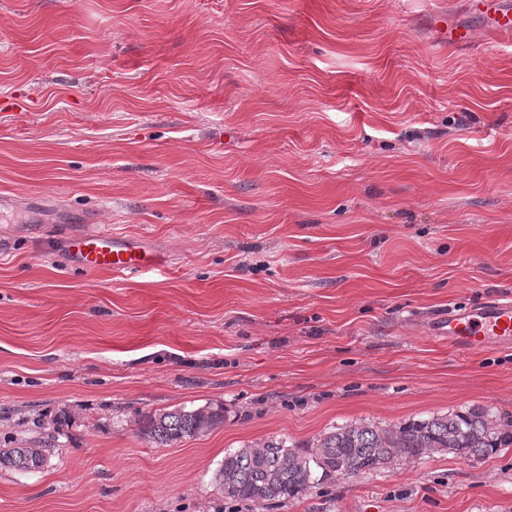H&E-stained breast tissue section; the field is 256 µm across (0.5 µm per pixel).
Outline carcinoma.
<instances>
[{"label":"carcinoma","instance_id":"1","mask_svg":"<svg viewBox=\"0 0 512 512\" xmlns=\"http://www.w3.org/2000/svg\"><path fill=\"white\" fill-rule=\"evenodd\" d=\"M223 421L221 409L181 408L145 416L140 432L168 447L203 435ZM511 447L512 419L490 409L469 408L384 426L346 424L302 445L272 439L255 442L225 455L215 480L224 498L264 505L302 499L317 478L349 479L435 454L484 458ZM45 459L46 449L34 442L0 449V468L34 471Z\"/></svg>","mask_w":512,"mask_h":512}]
</instances>
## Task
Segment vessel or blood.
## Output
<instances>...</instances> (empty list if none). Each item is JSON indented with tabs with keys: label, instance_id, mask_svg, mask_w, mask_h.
<instances>
[{
	"label": "vessel or blood",
	"instance_id": "1",
	"mask_svg": "<svg viewBox=\"0 0 512 512\" xmlns=\"http://www.w3.org/2000/svg\"><path fill=\"white\" fill-rule=\"evenodd\" d=\"M469 10L490 14L488 30L504 44L512 43V0H468ZM62 247L89 270L136 274L152 266L156 254L137 241L103 231L64 237ZM450 347L473 353L489 345L512 346V300L498 298L471 309L451 311L447 321Z\"/></svg>",
	"mask_w": 512,
	"mask_h": 512
}]
</instances>
